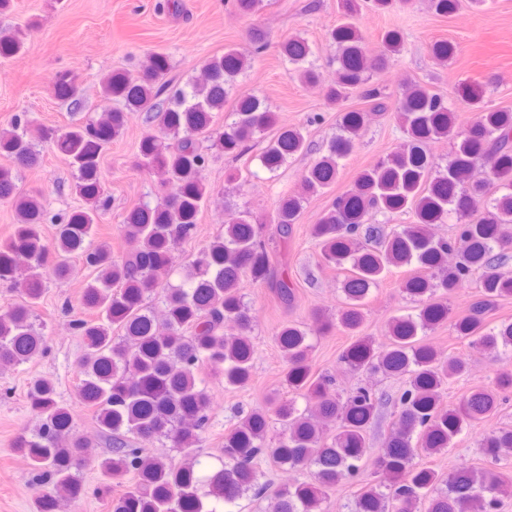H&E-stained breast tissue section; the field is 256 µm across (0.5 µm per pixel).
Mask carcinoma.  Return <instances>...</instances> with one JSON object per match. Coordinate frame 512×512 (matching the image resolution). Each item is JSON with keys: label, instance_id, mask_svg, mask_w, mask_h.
<instances>
[{"label": "carcinoma", "instance_id": "obj_1", "mask_svg": "<svg viewBox=\"0 0 512 512\" xmlns=\"http://www.w3.org/2000/svg\"><path fill=\"white\" fill-rule=\"evenodd\" d=\"M394 0H341V21L329 31L336 51L335 76L324 83L327 102L338 105L350 94L386 110L374 86L373 72L400 54L395 32L382 39L379 54L367 55L355 18L362 5L385 10ZM433 12L448 16L460 0H429ZM21 31H0V57L24 51ZM283 57L307 84L323 83L308 41L293 37L281 44ZM455 53L448 41L432 45V57L445 63ZM248 66L235 49L209 57L201 74L175 91L164 77L169 58L152 53L137 70L108 74L100 98L122 104L105 108L96 118L63 129L35 127L17 116L0 131V155L12 166L0 167V201L10 203L17 223L0 242V286L15 289L19 299L0 314V370L15 368L42 353L47 339L37 307L47 280L68 275L78 259L95 273L81 296L87 319L74 321L84 352L78 361V400L93 411L107 454L98 468L121 488L110 512H217L214 502L232 505L247 493L264 496L269 485L261 463L281 470L307 471L310 478L279 487L271 512H325L329 492L342 482H357L355 512H498L501 497L512 492V477L495 467L463 464L442 475L417 459L440 455L456 440L491 419L512 391V320L490 317L505 297H512V110L484 102L483 88H457L475 111L465 127L456 125L451 100L416 83H408L396 102L407 146L364 169L353 186L335 196L309 231L321 262L344 273L343 300L336 317L312 313L320 334L337 330L354 337L340 360L352 370H371L401 380L396 394L358 387L345 398L336 395L333 375L316 373L312 344L302 325L287 322L277 331L287 369L284 383L305 400L284 402L272 395L263 407L240 411L238 423L224 432L219 465H202L197 448L212 418V397L203 368L228 387H243L251 378L255 316L240 292V283L270 288L285 305L296 284L278 261L303 212L307 197L332 188L341 161L355 150L361 129L372 113L340 115L339 131L321 156L301 175V191L281 197L269 223L240 212L186 265V282L174 285L169 274L177 246L194 237L202 208L214 189L203 178L209 155L203 143L233 157L257 139L265 142L259 160L277 172L288 159L307 149L303 128L280 122L259 96L235 93V79ZM57 95L70 110L82 108L74 80L58 77ZM232 103L234 119L216 127V115ZM144 112L155 130L138 145L134 166L163 174L154 204L137 205L124 217L121 231L137 244L117 256L107 241H95L94 226L103 216L102 158L119 138L127 114ZM449 139L453 150L444 166L427 145ZM50 143L75 173V190L85 206L69 211L45 238V208L38 191L18 188L17 169L37 162L38 146ZM493 159L490 178L474 177L476 165ZM410 213L413 222L388 230L371 223L381 214L391 219ZM452 223L454 234L437 237L434 224ZM397 270L407 273L400 292L414 302V312L389 322V342L379 347L355 336L373 288ZM461 288L475 293L466 313L449 320L448 299ZM231 322L236 332H224ZM450 324L455 335L480 354L504 356L490 386L473 388L455 404H444L440 391L469 371V359L445 356L427 341V333ZM27 403L38 418L22 430L14 448L28 461L36 480L50 491L36 497V512H58L60 503L76 505L86 489L80 476L86 444L76 433L71 405L59 400L55 384L30 382ZM392 405L395 420L384 447L368 448L367 434L382 407ZM283 430L266 444L269 419ZM167 440L184 455L176 464L145 452ZM480 454L493 462L512 457V427L480 434Z\"/></svg>", "mask_w": 512, "mask_h": 512}]
</instances>
